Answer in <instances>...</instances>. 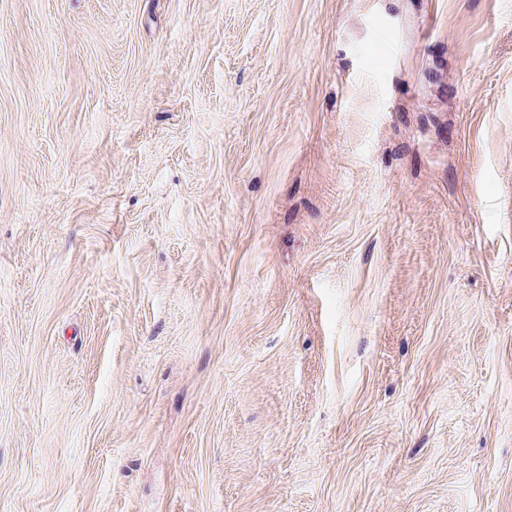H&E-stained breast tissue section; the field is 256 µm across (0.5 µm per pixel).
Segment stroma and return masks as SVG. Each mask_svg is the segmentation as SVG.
Listing matches in <instances>:
<instances>
[{
  "label": "stroma",
  "mask_w": 512,
  "mask_h": 512,
  "mask_svg": "<svg viewBox=\"0 0 512 512\" xmlns=\"http://www.w3.org/2000/svg\"><path fill=\"white\" fill-rule=\"evenodd\" d=\"M0 512H512V0H0Z\"/></svg>",
  "instance_id": "1"
}]
</instances>
